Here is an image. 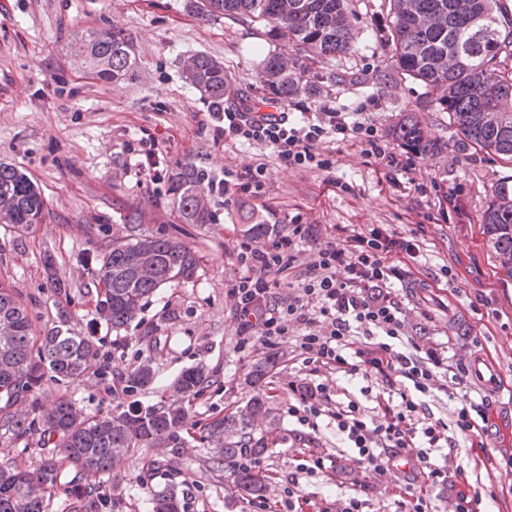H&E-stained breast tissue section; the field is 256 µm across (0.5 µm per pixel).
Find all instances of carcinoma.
Wrapping results in <instances>:
<instances>
[{
	"instance_id": "cac0c4a2",
	"label": "carcinoma",
	"mask_w": 512,
	"mask_h": 512,
	"mask_svg": "<svg viewBox=\"0 0 512 512\" xmlns=\"http://www.w3.org/2000/svg\"><path fill=\"white\" fill-rule=\"evenodd\" d=\"M188 8L202 18L223 16L267 26L274 39L291 45L292 52L269 56L261 78L278 99L315 86L301 75L302 57L345 55L356 35L347 0H188ZM391 25L385 42L392 47L402 74L423 83L436 95L460 140L503 161L512 162V70L500 67L512 57V21L503 0H389ZM78 52L105 81L123 79L136 67L133 40L120 29L92 31L80 38ZM185 80L206 99L212 112L224 111V99L240 95L231 89L224 63L205 53L183 60ZM402 144L419 153L437 150L421 124L407 115L396 131ZM219 177L191 162L178 163L168 173V191L185 224L215 220L211 203L219 196ZM46 206L31 179L13 164L0 162V223L26 231L45 219ZM482 235L496 258V269L512 279V194L500 188L481 217ZM197 252L186 243L154 234H131L116 242L100 258L103 286L101 314L115 331L135 319L160 288L192 279L198 269ZM11 327L0 332V425L15 439L40 431L43 445L57 448L35 463L22 466L0 461V512H47V500L59 487L61 465L78 472H108L133 448H181L195 429L186 403L207 383L200 368L187 369L175 382L179 403L133 407L117 415L86 417L75 403L59 397L30 419L20 408L27 393L44 377L56 382L85 375L100 358L90 337L67 327L68 313L58 312L59 324L35 335L26 306L10 285L0 281V319ZM278 364L272 353L256 362L249 373L254 394L235 412L206 423L201 439L215 457L233 462L243 452L261 455L268 450L264 436H255L269 412L266 379ZM154 372L142 365L125 377L126 389L151 384ZM239 486L260 496L265 476L252 471L237 474ZM153 512H179L172 489L153 493Z\"/></svg>"
}]
</instances>
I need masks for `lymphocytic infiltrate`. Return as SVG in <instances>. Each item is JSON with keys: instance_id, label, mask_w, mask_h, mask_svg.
Instances as JSON below:
<instances>
[{"instance_id": "f902f5d3", "label": "lymphocytic infiltrate", "mask_w": 512, "mask_h": 512, "mask_svg": "<svg viewBox=\"0 0 512 512\" xmlns=\"http://www.w3.org/2000/svg\"><path fill=\"white\" fill-rule=\"evenodd\" d=\"M218 136L228 143L257 142L272 148L279 168H330L322 146L329 141H354L363 154L385 170L411 171L416 154L391 147L377 127L354 113L332 110L324 117L302 122L287 113H222ZM310 230L292 216L288 230L256 243H236L243 273L230 295L240 321L241 345L253 342L271 347L298 327L299 347L308 362L335 367L347 375L382 376L386 391L376 397L374 413L357 402L337 405L329 413L336 431L357 452L367 471L390 475L410 466L428 487L452 484V512H479L481 497L458 472L431 466L429 452L464 438L471 447L487 450L484 439L493 411L485 396L462 395L451 423L429 421L420 414L415 394L427 393L438 379L434 367L406 353L402 311L390 290L393 278L416 262L420 245L415 237H394L377 227L352 232L316 247L304 272L295 262L300 243ZM296 279L298 294L288 304L274 299L276 288Z\"/></svg>"}]
</instances>
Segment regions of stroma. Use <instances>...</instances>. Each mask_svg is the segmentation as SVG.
Wrapping results in <instances>:
<instances>
[{"instance_id":"obj_1","label":"stroma","mask_w":512,"mask_h":512,"mask_svg":"<svg viewBox=\"0 0 512 512\" xmlns=\"http://www.w3.org/2000/svg\"><path fill=\"white\" fill-rule=\"evenodd\" d=\"M356 45L349 54L309 60L305 79L312 96L282 101L264 87L265 59L287 52L263 25L223 17L198 19L185 0H0V161L22 168L39 185L46 204L43 223L19 232L0 224V280L26 305L36 332L48 331L66 310L71 326L100 344L102 371L67 384L43 382L28 393L26 406L39 413L56 397L73 401L84 414L109 415L132 406L147 407L168 398L180 373L204 366L209 381L190 401L199 422L222 415L251 394L243 377L268 347L240 348L232 281L241 274L235 244L249 217L284 224L301 215L310 227L297 259L305 268L316 246L340 235L345 225L382 226L387 234H417L422 243L419 274L395 281L394 294L404 332L418 356L437 352L440 378L424 398V412L450 421L457 406L451 377L460 363L483 359L495 367L497 384L469 378V391L493 402L494 427L487 434L495 455L477 461L464 440L437 448L434 467L460 466L476 481L482 512H512V471L502 463L512 454V280L500 279L494 254L480 230V218L512 165L463 145L438 110L431 93L401 75L382 40L390 22L387 0H349ZM120 28L134 40L137 67L130 79L98 80L76 51L78 35ZM204 52L224 63L234 87L266 98L267 109L307 113L366 109L384 136L415 113L437 141L435 153L420 155L411 172L383 175L360 147L328 143L329 169L281 170L269 147L217 140L219 120L199 93L187 85L182 57ZM153 140L165 167L192 162L215 173L240 172L265 164L259 197L241 207L217 203L216 224L182 223L166 194L167 183L137 168V149ZM346 183L330 192L329 182ZM458 192L459 209L441 204L442 191ZM132 207L144 213L142 231L164 233L189 244L199 256L193 281L161 288L128 327L113 331L101 318L97 294L98 259L112 243L131 232L123 217ZM428 212L416 228L413 210ZM54 259L47 277L45 255ZM450 275H443V268ZM485 293L486 304L476 301ZM151 339H143L144 331ZM280 365L269 378L270 416L262 428L270 450L260 473L269 475L268 500L284 496L289 474L305 499V512H335L352 495L354 482L370 486L364 512H395L399 486L365 471L346 448L329 416L315 425L300 424L288 409L296 401L290 382L328 387L332 401L353 400L372 410L386 384L381 376L348 377L335 369L304 363L295 339L277 345ZM148 363L155 379L129 392L124 377ZM323 457L318 472L302 470L303 459ZM78 480L89 495L104 493L99 512H152L153 492L173 488L180 512H253L254 500L234 481L230 464L211 462L205 445L188 440L182 448H137L108 473L64 472L48 512H86L73 505L64 487Z\"/></svg>"}]
</instances>
